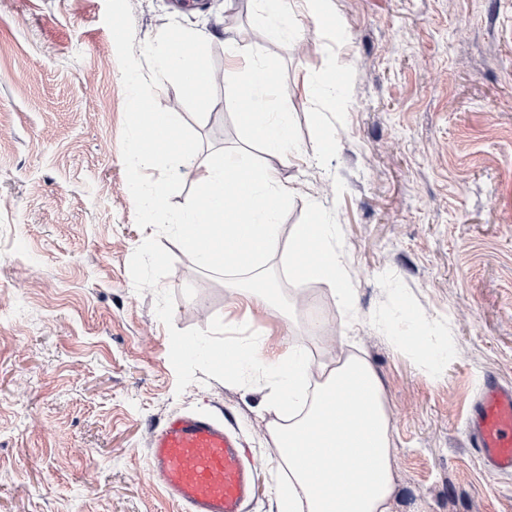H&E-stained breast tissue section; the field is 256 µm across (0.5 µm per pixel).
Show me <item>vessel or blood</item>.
<instances>
[{"label":"vessel or blood","mask_w":512,"mask_h":512,"mask_svg":"<svg viewBox=\"0 0 512 512\" xmlns=\"http://www.w3.org/2000/svg\"><path fill=\"white\" fill-rule=\"evenodd\" d=\"M467 421L485 469L512 475V387L487 378ZM148 464L186 512H244L245 503L259 493L256 468L238 440L205 415L168 418L150 441Z\"/></svg>","instance_id":"1"}]
</instances>
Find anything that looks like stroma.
<instances>
[{
	"label": "stroma",
	"instance_id": "obj_1",
	"mask_svg": "<svg viewBox=\"0 0 512 512\" xmlns=\"http://www.w3.org/2000/svg\"><path fill=\"white\" fill-rule=\"evenodd\" d=\"M135 45L177 21L209 42L216 99L195 121L164 82L159 105L201 137L185 205L208 156L238 147L293 193V225H335L348 303L325 283L272 265L293 314L245 301L175 259L161 288L177 329L213 317L266 347L319 361L367 360L394 442L392 512H512V476L488 473L466 412L485 379L512 384V0H332L333 16L291 17L298 37L253 0H130ZM104 0H0V512H184L148 471L151 433L203 413L234 430L263 491L246 512H279L283 481L264 386L195 371L176 390L169 335L129 261L155 234L138 227L121 155L125 91ZM284 91L297 157L265 151L239 122L227 40ZM344 65V107L307 80ZM336 153L316 158L320 134ZM156 235V234H155ZM426 328L422 345L402 327Z\"/></svg>",
	"mask_w": 512,
	"mask_h": 512
}]
</instances>
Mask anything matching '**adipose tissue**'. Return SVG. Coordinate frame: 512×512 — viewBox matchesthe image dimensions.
<instances>
[{
	"instance_id": "obj_1",
	"label": "adipose tissue",
	"mask_w": 512,
	"mask_h": 512,
	"mask_svg": "<svg viewBox=\"0 0 512 512\" xmlns=\"http://www.w3.org/2000/svg\"><path fill=\"white\" fill-rule=\"evenodd\" d=\"M242 94L248 111L238 119L273 155H295L290 116L266 67L238 46ZM333 225L317 220L292 228L288 271L299 280L335 288L347 300L344 267ZM258 373L271 389L269 405L280 414L273 434L288 478L279 487L281 512H391L394 444L381 381L365 360L348 356L315 363L294 345L265 350L257 340L225 346L224 371Z\"/></svg>"
}]
</instances>
